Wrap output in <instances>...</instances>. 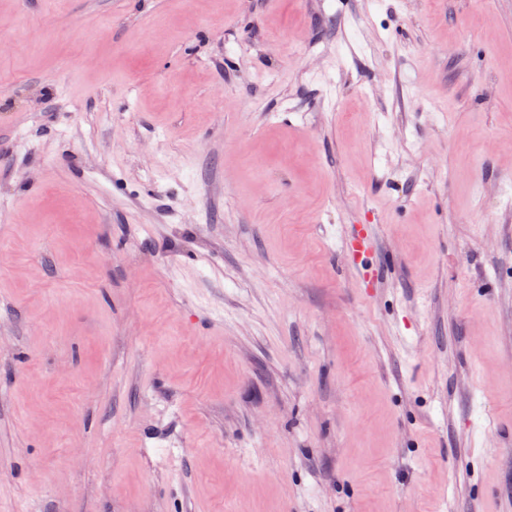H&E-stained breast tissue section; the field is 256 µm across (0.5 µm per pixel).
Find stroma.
<instances>
[{
  "instance_id": "stroma-1",
  "label": "stroma",
  "mask_w": 512,
  "mask_h": 512,
  "mask_svg": "<svg viewBox=\"0 0 512 512\" xmlns=\"http://www.w3.org/2000/svg\"><path fill=\"white\" fill-rule=\"evenodd\" d=\"M506 182L512 0H0V512H512Z\"/></svg>"
}]
</instances>
